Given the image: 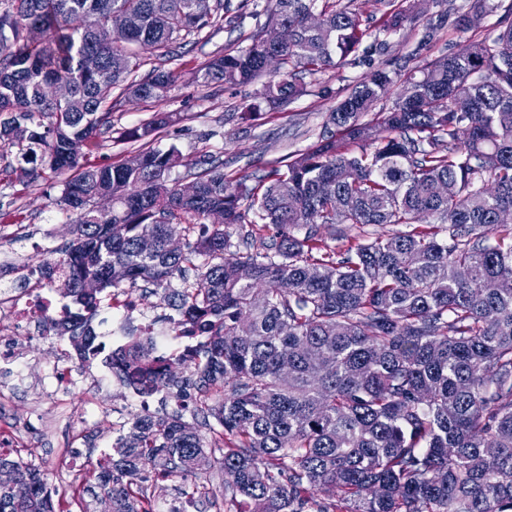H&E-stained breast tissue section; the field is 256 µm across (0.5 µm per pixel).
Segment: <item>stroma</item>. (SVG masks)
Instances as JSON below:
<instances>
[{"label": "stroma", "mask_w": 512, "mask_h": 512, "mask_svg": "<svg viewBox=\"0 0 512 512\" xmlns=\"http://www.w3.org/2000/svg\"><path fill=\"white\" fill-rule=\"evenodd\" d=\"M486 3L481 27L463 32L457 25L458 17L472 11L475 0H395L406 19L400 29L387 36L385 46L366 56L348 57L340 68L305 75L302 94L288 106L262 107L256 120L243 123L237 118L238 106L256 96L260 83L200 87L189 79L205 58L245 47L248 35L266 20V0H225V8L243 11L240 26L232 30L220 21L177 44L168 67L181 72L183 82L160 102L120 99L112 110L111 138L89 153L87 161L92 165L127 161L137 146L124 140V132L160 112L172 114L173 120L158 131L153 147L176 145L188 161L187 166L171 173L173 182H191L190 165L205 154L219 157L225 173L235 176L251 174L274 161H289L326 136L328 112L348 87L376 67L402 62L417 71L492 34L499 7L512 5V0ZM433 24L438 27L434 40L422 43L425 29ZM66 179V174L49 172L35 181H26L20 175L17 148L0 147V283L13 276L12 258L36 269L52 251L71 241V218L56 204ZM16 342L25 352L28 385L0 399V425L14 428L23 436L22 460L41 467L64 512H99L100 501L89 493L95 484L93 471L111 451L117 422L130 421L139 414L141 402H148L153 413L182 409L189 422L200 405L195 395L185 406H177L163 392L143 401L115 377L101 385L86 381L69 386L53 383L50 374L58 358L54 339L20 336ZM69 454L80 456V471L67 472L56 466V459ZM227 480V475L211 464L187 479L150 480L143 487L155 512H163L169 501L187 494L196 500L198 512H215L205 494H223Z\"/></svg>", "instance_id": "1"}]
</instances>
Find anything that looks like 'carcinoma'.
Segmentation results:
<instances>
[{"mask_svg": "<svg viewBox=\"0 0 512 512\" xmlns=\"http://www.w3.org/2000/svg\"><path fill=\"white\" fill-rule=\"evenodd\" d=\"M355 2L268 0L266 25L288 26V44L269 47L261 27L240 50L200 63L192 81L251 83L275 54L281 68L261 98L284 107L303 75L368 51ZM223 9L222 0H0V140L29 164L24 177L80 168L112 133L114 91L166 99L180 81L165 68L172 45ZM116 12L125 26L97 44L93 29ZM496 30L418 77L374 70L329 113L336 133L284 169L234 178L205 155L187 199L170 173L188 161L171 145L64 182L57 204L74 215L75 238L39 269L69 299L52 326L83 362L101 359L141 396L197 388L198 413L224 442L206 449L178 411L135 417L95 473L112 512H153L137 490L142 475L184 479L207 454L231 477L224 497L247 512L308 502L317 512H512V227L497 223L512 210V6ZM144 53L158 65L140 78ZM400 80L392 109L365 120ZM57 83L69 98L46 95ZM170 118L159 113L125 139L149 142ZM370 139L371 153L345 148ZM99 193L112 195L111 213L93 211ZM212 213L224 224L206 223ZM183 216L197 238L172 250L169 229ZM258 224L268 238L256 237ZM333 224L399 230L331 247L321 228ZM191 266L196 286L174 292L172 332L200 342L173 360L156 357L147 336L115 349L98 340L100 297L84 281L168 286ZM0 512H57L38 466L0 454Z\"/></svg>", "mask_w": 512, "mask_h": 512, "instance_id": "carcinoma-1", "label": "carcinoma"}]
</instances>
